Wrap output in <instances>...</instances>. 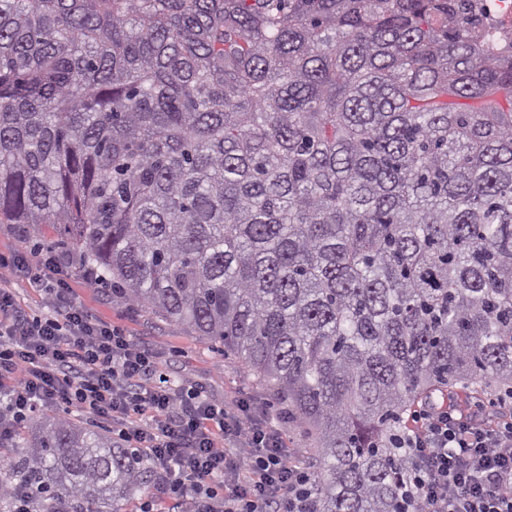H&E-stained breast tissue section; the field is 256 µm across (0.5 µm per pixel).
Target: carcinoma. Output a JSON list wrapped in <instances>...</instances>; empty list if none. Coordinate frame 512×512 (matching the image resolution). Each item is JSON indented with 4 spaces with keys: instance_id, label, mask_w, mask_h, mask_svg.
Masks as SVG:
<instances>
[{
    "instance_id": "1",
    "label": "carcinoma",
    "mask_w": 512,
    "mask_h": 512,
    "mask_svg": "<svg viewBox=\"0 0 512 512\" xmlns=\"http://www.w3.org/2000/svg\"><path fill=\"white\" fill-rule=\"evenodd\" d=\"M0 224L239 355L310 427L317 512H401L405 415L512 389V45L440 0H0ZM36 426L0 512L153 487Z\"/></svg>"
}]
</instances>
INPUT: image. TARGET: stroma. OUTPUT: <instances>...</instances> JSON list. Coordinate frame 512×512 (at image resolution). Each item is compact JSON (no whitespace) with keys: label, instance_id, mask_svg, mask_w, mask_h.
Segmentation results:
<instances>
[{"label":"stroma","instance_id":"35a3bbf8","mask_svg":"<svg viewBox=\"0 0 512 512\" xmlns=\"http://www.w3.org/2000/svg\"><path fill=\"white\" fill-rule=\"evenodd\" d=\"M50 248L44 237L21 234L14 224H0V253H21L34 265ZM68 282L76 300L95 318L119 329L162 361L172 383L202 388L214 402L229 408L242 401L251 403L257 416L279 433L290 462L304 467L313 453L312 439L300 420L289 413L287 404L274 400L237 355L147 311L112 301L105 285L75 274Z\"/></svg>","mask_w":512,"mask_h":512}]
</instances>
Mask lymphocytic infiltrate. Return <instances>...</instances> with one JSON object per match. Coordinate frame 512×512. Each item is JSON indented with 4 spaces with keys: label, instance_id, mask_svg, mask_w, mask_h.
<instances>
[{
    "label": "lymphocytic infiltrate",
    "instance_id": "lymphocytic-infiltrate-1",
    "mask_svg": "<svg viewBox=\"0 0 512 512\" xmlns=\"http://www.w3.org/2000/svg\"><path fill=\"white\" fill-rule=\"evenodd\" d=\"M62 254L36 270L0 255V441L44 408L87 409L117 424L161 480L138 512H310L311 477L290 464L275 430L236 414L202 390L169 385L163 364L79 305L62 275ZM33 274L48 300L27 315L6 284ZM403 437L417 462L405 512H512V394L484 407L429 405ZM237 438L248 471L231 461Z\"/></svg>",
    "mask_w": 512,
    "mask_h": 512
}]
</instances>
